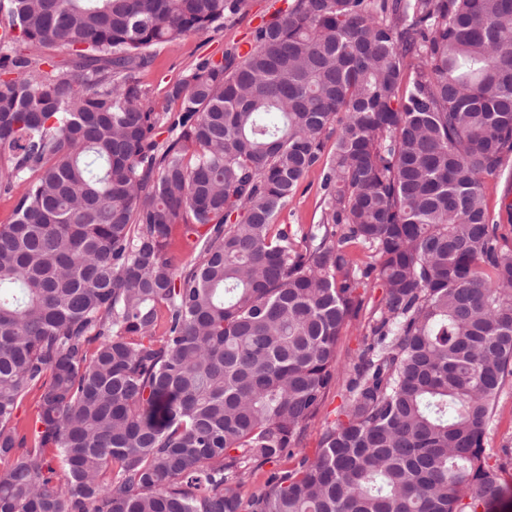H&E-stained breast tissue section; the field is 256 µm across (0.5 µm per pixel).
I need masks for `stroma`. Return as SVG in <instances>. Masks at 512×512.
<instances>
[{"label":"stroma","instance_id":"35a3bbf8","mask_svg":"<svg viewBox=\"0 0 512 512\" xmlns=\"http://www.w3.org/2000/svg\"><path fill=\"white\" fill-rule=\"evenodd\" d=\"M284 5L285 0H250L248 13L227 21L223 30L192 33L172 42L151 46L148 50L151 63L138 74L147 92L143 100L144 107L157 112L175 111L176 103L167 96L173 83L188 75L200 58L221 59L232 47L250 41L257 18L271 17ZM321 197V171L315 168L303 178L294 201L282 212L280 223L290 225L295 231L317 223ZM351 257L360 282L355 295L361 299L363 309L338 338L336 359L340 371L316 417L306 428L300 447L293 454L254 470L240 489L242 504H249L251 498L263 490L270 473L293 469L302 457H315L323 433L337 420L349 398L346 389L348 372L358 363L363 349L370 341L369 312L379 304L382 297L381 289L375 288L374 279L369 275L370 269L378 263L375 251L356 246L351 250ZM485 456L491 475L501 484L512 488V378L506 380L493 402Z\"/></svg>","mask_w":512,"mask_h":512}]
</instances>
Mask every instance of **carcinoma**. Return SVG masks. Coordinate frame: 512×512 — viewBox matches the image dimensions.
<instances>
[{
	"instance_id": "carcinoma-1",
	"label": "carcinoma",
	"mask_w": 512,
	"mask_h": 512,
	"mask_svg": "<svg viewBox=\"0 0 512 512\" xmlns=\"http://www.w3.org/2000/svg\"><path fill=\"white\" fill-rule=\"evenodd\" d=\"M248 8L0 0V189L21 188L0 225V512H239L339 372L355 243L383 297L344 419L249 512L506 496L483 452L512 377V246L484 197L512 159V0H289L173 83L178 111L143 106L146 49ZM314 167L296 239L276 221ZM321 169L310 170L301 181L298 193L292 203L282 212L279 224H291L292 232L307 229L316 224L320 215Z\"/></svg>"
}]
</instances>
